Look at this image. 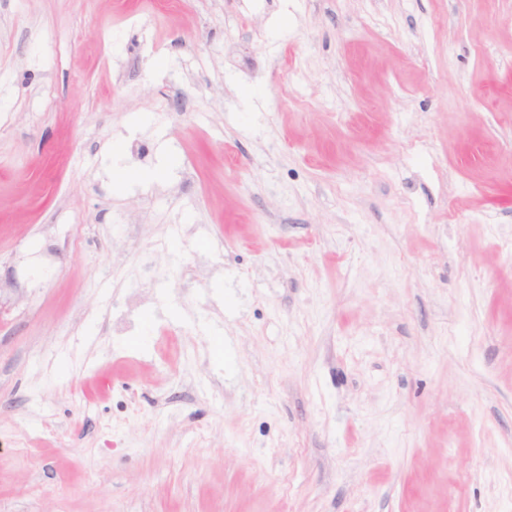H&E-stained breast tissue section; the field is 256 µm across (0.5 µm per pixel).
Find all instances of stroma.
<instances>
[{
  "label": "stroma",
  "mask_w": 512,
  "mask_h": 512,
  "mask_svg": "<svg viewBox=\"0 0 512 512\" xmlns=\"http://www.w3.org/2000/svg\"><path fill=\"white\" fill-rule=\"evenodd\" d=\"M0 512H512V0H0Z\"/></svg>",
  "instance_id": "35a3bbf8"
}]
</instances>
